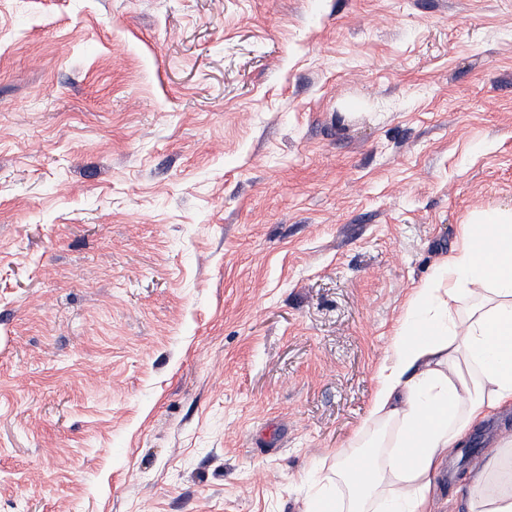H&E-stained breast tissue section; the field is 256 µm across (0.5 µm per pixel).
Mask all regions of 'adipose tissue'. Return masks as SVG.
I'll list each match as a JSON object with an SVG mask.
<instances>
[{"label":"adipose tissue","instance_id":"obj_1","mask_svg":"<svg viewBox=\"0 0 512 512\" xmlns=\"http://www.w3.org/2000/svg\"><path fill=\"white\" fill-rule=\"evenodd\" d=\"M512 407V210L466 224L462 243L410 298L377 374L354 451L322 478L306 512H432L449 449ZM501 441L470 479L466 512H512Z\"/></svg>","mask_w":512,"mask_h":512}]
</instances>
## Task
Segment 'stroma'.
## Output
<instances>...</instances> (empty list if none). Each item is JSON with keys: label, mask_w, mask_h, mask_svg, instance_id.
Wrapping results in <instances>:
<instances>
[{"label": "stroma", "mask_w": 512, "mask_h": 512, "mask_svg": "<svg viewBox=\"0 0 512 512\" xmlns=\"http://www.w3.org/2000/svg\"><path fill=\"white\" fill-rule=\"evenodd\" d=\"M490 209L512 0H0V512H305Z\"/></svg>", "instance_id": "1"}]
</instances>
